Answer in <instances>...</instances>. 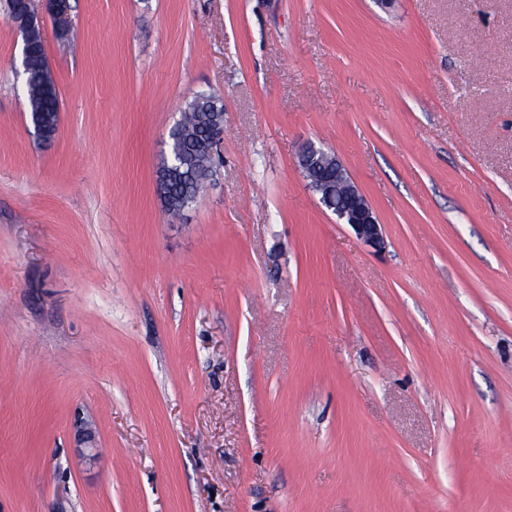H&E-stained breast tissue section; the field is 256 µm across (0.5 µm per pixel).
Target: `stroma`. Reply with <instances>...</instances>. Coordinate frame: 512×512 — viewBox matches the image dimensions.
Instances as JSON below:
<instances>
[{
  "instance_id": "obj_1",
  "label": "stroma",
  "mask_w": 512,
  "mask_h": 512,
  "mask_svg": "<svg viewBox=\"0 0 512 512\" xmlns=\"http://www.w3.org/2000/svg\"><path fill=\"white\" fill-rule=\"evenodd\" d=\"M34 7L49 140L0 0V512H512V0ZM200 93L224 138L174 216ZM44 47L36 40L34 55L26 72L31 120L35 126L53 127L59 112L57 88L42 64ZM221 112L214 134H224V110L208 94L195 96L184 110L182 119L172 129L171 159L164 160L160 170L165 175L161 201L167 212L176 215L196 201L208 177L212 176L213 158L210 125L213 113ZM215 140V141H216ZM304 173L321 169L322 176L312 184L320 202L339 223L347 224L366 244L381 249L385 245L384 227L366 197L354 184L340 160L314 146L307 147L299 156ZM347 198V204L334 205V192Z\"/></svg>"
}]
</instances>
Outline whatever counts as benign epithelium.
Returning <instances> with one entry per match:
<instances>
[{"label":"benign epithelium","mask_w":512,"mask_h":512,"mask_svg":"<svg viewBox=\"0 0 512 512\" xmlns=\"http://www.w3.org/2000/svg\"><path fill=\"white\" fill-rule=\"evenodd\" d=\"M24 36L22 64H27L29 39L41 30L37 15L31 8V0H23L20 9L12 16ZM303 171L322 172L312 185L320 196V202L333 214L339 223L352 228L357 237L366 244L381 249L385 245L384 227L379 224L376 213L366 197L354 184L340 160L314 146L307 147L299 156Z\"/></svg>","instance_id":"obj_1"}]
</instances>
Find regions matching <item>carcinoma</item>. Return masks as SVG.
<instances>
[{"mask_svg": "<svg viewBox=\"0 0 512 512\" xmlns=\"http://www.w3.org/2000/svg\"><path fill=\"white\" fill-rule=\"evenodd\" d=\"M42 56L44 47L38 41L26 72L28 100L34 125L52 127L59 112L58 92L42 64ZM221 111L223 108L214 97L197 95L188 103L182 119L170 133L171 159L163 161L160 167L166 179L161 201L173 215L194 203L208 177L212 176L210 125L213 113Z\"/></svg>", "mask_w": 512, "mask_h": 512, "instance_id": "obj_1", "label": "carcinoma"}]
</instances>
